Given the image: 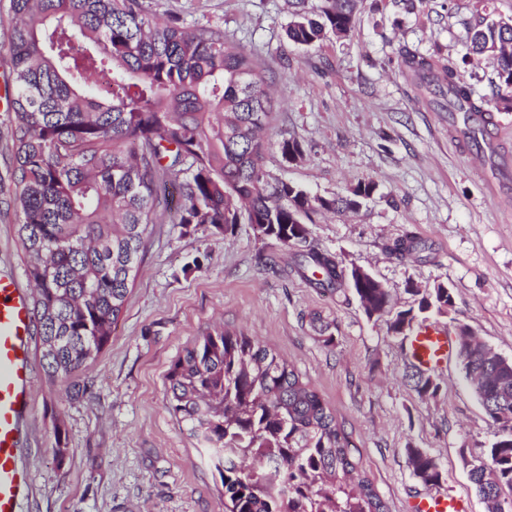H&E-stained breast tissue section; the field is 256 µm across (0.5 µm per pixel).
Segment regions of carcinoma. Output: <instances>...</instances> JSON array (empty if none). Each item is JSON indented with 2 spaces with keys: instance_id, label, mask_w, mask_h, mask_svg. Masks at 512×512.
<instances>
[{
  "instance_id": "carcinoma-1",
  "label": "carcinoma",
  "mask_w": 512,
  "mask_h": 512,
  "mask_svg": "<svg viewBox=\"0 0 512 512\" xmlns=\"http://www.w3.org/2000/svg\"><path fill=\"white\" fill-rule=\"evenodd\" d=\"M356 0H320L286 28L312 46L351 29ZM5 85L10 112L18 234L32 258L37 351L49 378L66 380L112 336L143 261L149 227L171 211L167 181L178 184L179 223L224 230L243 221L291 247L306 243L317 211L354 210L374 193L360 180L345 196L304 199L306 190L271 182L259 136L273 104L269 78L218 27L160 23L143 0H9ZM471 51L499 58L497 95L512 108V19L485 18ZM420 81L445 82L448 107L485 111L452 63L408 56ZM404 259L425 250L414 236L385 247ZM298 268L316 288L339 291V262L310 248ZM351 286L366 313L386 310L388 331L440 313L453 299L437 284L411 288L414 306L394 309L376 278ZM460 350L465 377L485 413L512 422V359L477 342ZM172 413L210 455L229 512H386L359 475L336 415L287 360L241 331L208 332L183 349L167 375ZM412 475L440 483L439 464L409 448ZM469 479L487 512H512V430L471 464Z\"/></svg>"
}]
</instances>
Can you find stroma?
Segmentation results:
<instances>
[{
  "label": "stroma",
  "instance_id": "stroma-1",
  "mask_svg": "<svg viewBox=\"0 0 512 512\" xmlns=\"http://www.w3.org/2000/svg\"><path fill=\"white\" fill-rule=\"evenodd\" d=\"M158 19L179 16L234 37L270 77L275 108L262 132L263 168L324 197L358 180L377 190L355 211L319 212L307 243L360 266L400 307L408 284L448 283L454 306L438 326L464 324L512 358V111L496 131L459 142L448 94L416 86L402 57L465 61L475 97L494 100L497 61L467 58V26L512 18V0H359L345 38L305 47L285 29L299 0H145ZM10 119L0 109V274L32 289L18 236ZM303 156L286 162L280 141ZM427 249L398 259L385 247L405 236ZM293 248L242 223L154 225L144 260L109 343L70 384L35 368L23 460L33 492L25 512H224V488L205 451L168 409L166 375L198 336L243 331L309 380L358 450L359 467L389 512L451 493L468 512H487L465 459L483 455L499 431L459 359L434 371L436 397L412 388L411 359L386 318L367 317L354 296L312 287ZM328 330H320V323ZM427 449L442 471L427 487L411 474L408 449Z\"/></svg>",
  "mask_w": 512,
  "mask_h": 512
}]
</instances>
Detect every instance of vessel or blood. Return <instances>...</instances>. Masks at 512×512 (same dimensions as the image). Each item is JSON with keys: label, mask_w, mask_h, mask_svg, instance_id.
Returning a JSON list of instances; mask_svg holds the SVG:
<instances>
[{"label": "vessel or blood", "mask_w": 512, "mask_h": 512, "mask_svg": "<svg viewBox=\"0 0 512 512\" xmlns=\"http://www.w3.org/2000/svg\"><path fill=\"white\" fill-rule=\"evenodd\" d=\"M414 360L426 369L446 364L458 353L452 336L433 325L409 338ZM34 333L28 295L12 277L0 275V512H22L32 490L22 458V424L32 401ZM413 512H466L462 498L427 496Z\"/></svg>", "instance_id": "vessel-or-blood-1"}]
</instances>
